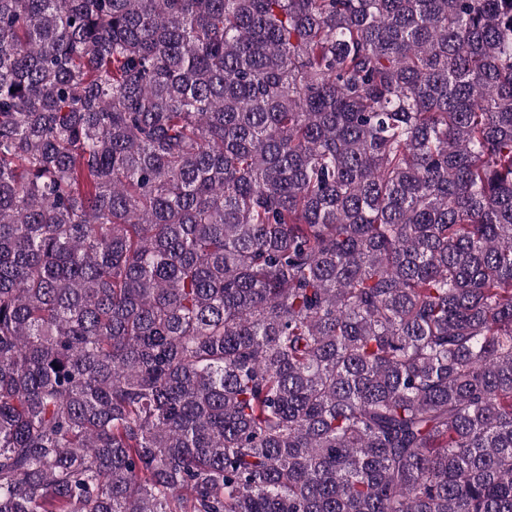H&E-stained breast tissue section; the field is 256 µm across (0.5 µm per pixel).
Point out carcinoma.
<instances>
[{"label":"carcinoma","instance_id":"1","mask_svg":"<svg viewBox=\"0 0 512 512\" xmlns=\"http://www.w3.org/2000/svg\"><path fill=\"white\" fill-rule=\"evenodd\" d=\"M0 512H512V0H0Z\"/></svg>","mask_w":512,"mask_h":512}]
</instances>
